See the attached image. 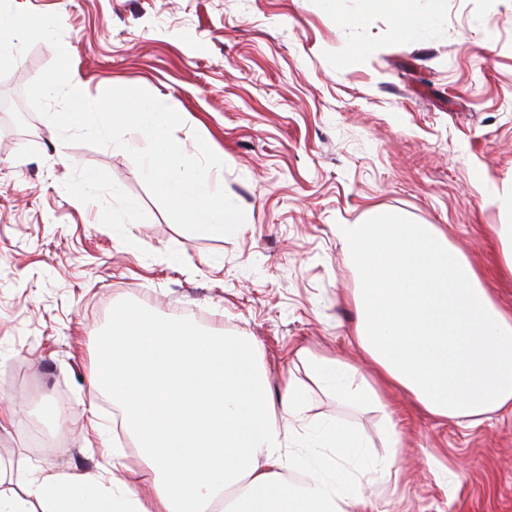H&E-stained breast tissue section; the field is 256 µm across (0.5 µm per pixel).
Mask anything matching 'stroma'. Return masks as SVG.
Listing matches in <instances>:
<instances>
[{"instance_id":"obj_1","label":"stroma","mask_w":512,"mask_h":512,"mask_svg":"<svg viewBox=\"0 0 512 512\" xmlns=\"http://www.w3.org/2000/svg\"><path fill=\"white\" fill-rule=\"evenodd\" d=\"M13 3L60 16L89 97L141 87L175 109L177 142L192 154L204 139L246 216L231 236L184 232L124 151L63 144L31 111L22 137L0 112V407L21 405L0 460L15 476L69 472L100 492L120 439L89 390L98 338L114 314L151 311L251 337L272 394L292 379L314 428L357 432L371 456L387 455L393 419L401 476L363 487L357 512H512L511 415L442 422L395 393L387 416L336 395L310 361L371 370L336 227L375 214L438 226L512 309L492 231L512 224V0ZM53 58L44 42L21 55L0 98ZM47 404L67 416L42 419ZM36 425L56 444L33 447Z\"/></svg>"}]
</instances>
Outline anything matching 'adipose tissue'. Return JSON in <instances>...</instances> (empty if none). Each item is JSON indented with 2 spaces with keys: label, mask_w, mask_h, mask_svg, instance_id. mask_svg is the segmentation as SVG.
<instances>
[{
  "label": "adipose tissue",
  "mask_w": 512,
  "mask_h": 512,
  "mask_svg": "<svg viewBox=\"0 0 512 512\" xmlns=\"http://www.w3.org/2000/svg\"><path fill=\"white\" fill-rule=\"evenodd\" d=\"M336 236L366 276L354 298V339L376 376L321 357L323 380L378 405L396 388L450 422L512 415V312L436 225L375 216L337 225ZM98 361L92 393L111 399L141 448L147 493L116 482L93 495L84 477L61 472L0 493V512H354L363 484L398 474L401 434L390 421L382 461L366 455L356 433L328 427L317 434L324 455L293 450V436L308 427L303 396L289 378L272 396L247 337L204 335L147 314L129 325L118 315ZM297 469L308 471L304 483L290 479Z\"/></svg>",
  "instance_id": "obj_1"
}]
</instances>
